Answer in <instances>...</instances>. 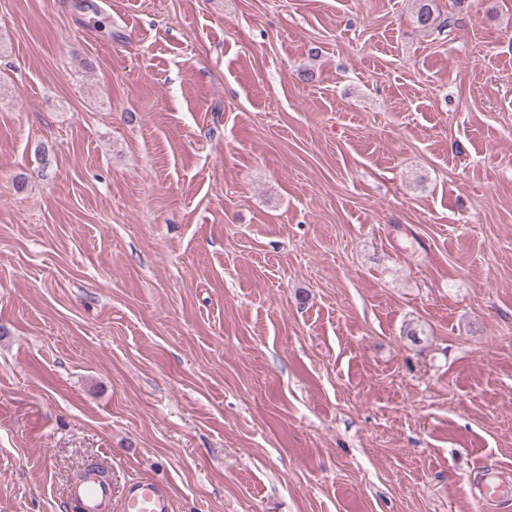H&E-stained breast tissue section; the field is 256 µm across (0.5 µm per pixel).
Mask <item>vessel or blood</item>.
<instances>
[{"label": "vessel or blood", "instance_id": "b4317fda", "mask_svg": "<svg viewBox=\"0 0 512 512\" xmlns=\"http://www.w3.org/2000/svg\"><path fill=\"white\" fill-rule=\"evenodd\" d=\"M510 488L512 474L498 472L495 483L484 484L482 498L487 504L499 505L504 490ZM69 500L78 512H108L115 500L119 501L121 512H171V490L163 482L131 480L117 493L91 471L71 486Z\"/></svg>", "mask_w": 512, "mask_h": 512}]
</instances>
